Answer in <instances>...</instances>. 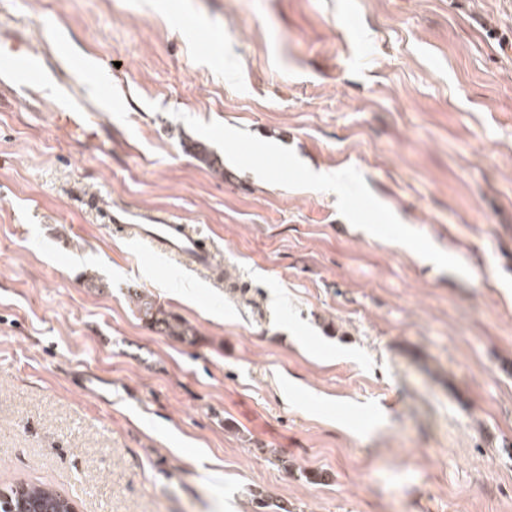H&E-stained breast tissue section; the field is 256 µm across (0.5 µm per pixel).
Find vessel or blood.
I'll return each instance as SVG.
<instances>
[{
    "instance_id": "obj_1",
    "label": "vessel or blood",
    "mask_w": 512,
    "mask_h": 512,
    "mask_svg": "<svg viewBox=\"0 0 512 512\" xmlns=\"http://www.w3.org/2000/svg\"><path fill=\"white\" fill-rule=\"evenodd\" d=\"M56 86L67 111L66 127L70 135L86 134L99 144L112 141V125L103 118L102 101H87L82 92L83 75L79 69H70L61 75L46 55L33 53L26 35L14 28H0V108L18 93L36 100L40 88ZM105 223L128 228L130 235L148 243L180 261L207 267L210 259L208 246L188 225L178 223L170 214L142 212L127 207H105Z\"/></svg>"
}]
</instances>
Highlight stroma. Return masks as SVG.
Here are the masks:
<instances>
[{"mask_svg": "<svg viewBox=\"0 0 512 512\" xmlns=\"http://www.w3.org/2000/svg\"><path fill=\"white\" fill-rule=\"evenodd\" d=\"M3 9L107 78L112 143L0 109V493L512 512V0ZM103 203L175 214L228 284ZM132 288L197 343L151 331Z\"/></svg>", "mask_w": 512, "mask_h": 512, "instance_id": "1", "label": "stroma"}]
</instances>
